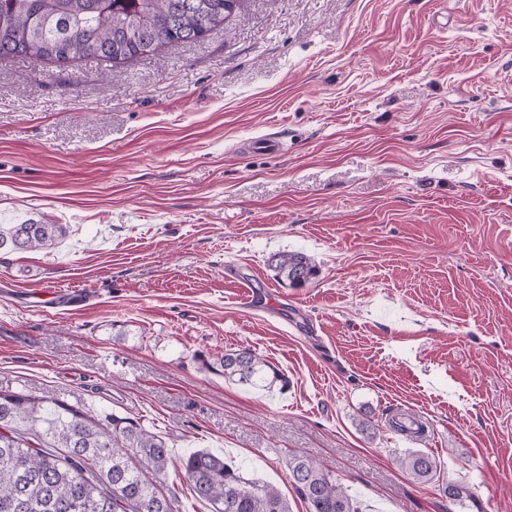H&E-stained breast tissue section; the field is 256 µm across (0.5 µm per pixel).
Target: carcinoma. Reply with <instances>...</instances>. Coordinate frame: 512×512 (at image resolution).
I'll use <instances>...</instances> for the list:
<instances>
[{
    "mask_svg": "<svg viewBox=\"0 0 512 512\" xmlns=\"http://www.w3.org/2000/svg\"><path fill=\"white\" fill-rule=\"evenodd\" d=\"M238 0H0V59L67 63L87 58L121 63L184 43L203 26L220 28ZM62 224H0V249L50 248ZM276 276L301 287L317 273L302 253L270 260ZM212 371L240 385L272 390L281 376L249 348L230 350ZM413 480L429 482L436 458L420 450L397 457ZM174 465L172 449L140 418L98 414L48 392L0 391V512H180L178 496L158 484ZM288 478L307 512H363L321 463L286 462ZM197 498L212 512H291L274 486L243 476L224 457L201 448L179 458ZM451 504L474 499L466 482H450Z\"/></svg>",
    "mask_w": 512,
    "mask_h": 512,
    "instance_id": "cac0c4a2",
    "label": "carcinoma"
}]
</instances>
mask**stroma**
Listing matches in <instances>:
<instances>
[{
	"mask_svg": "<svg viewBox=\"0 0 512 512\" xmlns=\"http://www.w3.org/2000/svg\"><path fill=\"white\" fill-rule=\"evenodd\" d=\"M28 219L67 233L0 251V390L144 419L292 512V454L363 512H512V0H240L127 63L0 59V224ZM296 252L297 288L269 265ZM245 347L285 389L201 364ZM270 266L276 276L287 281L290 286L301 287L311 281L317 273V267L312 259L302 253H283L275 255L270 260ZM397 463L414 481L422 483L433 480L438 471L436 458L420 450H409L399 455Z\"/></svg>",
	"mask_w": 512,
	"mask_h": 512,
	"instance_id": "35a3bbf8",
	"label": "stroma"
}]
</instances>
